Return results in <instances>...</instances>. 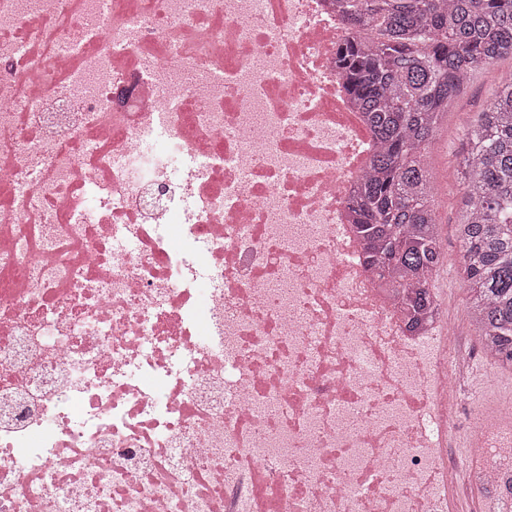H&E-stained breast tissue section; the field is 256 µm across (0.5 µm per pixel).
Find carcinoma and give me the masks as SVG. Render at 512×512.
I'll list each match as a JSON object with an SVG mask.
<instances>
[{"label":"carcinoma","instance_id":"cac0c4a2","mask_svg":"<svg viewBox=\"0 0 512 512\" xmlns=\"http://www.w3.org/2000/svg\"><path fill=\"white\" fill-rule=\"evenodd\" d=\"M353 28L339 62L377 143L349 196L366 265L411 328L434 311L445 254L427 154L478 70L512 57V0H336ZM459 262L481 343L512 369V82L463 131Z\"/></svg>","mask_w":512,"mask_h":512}]
</instances>
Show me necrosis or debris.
Wrapping results in <instances>:
<instances>
[{
    "mask_svg": "<svg viewBox=\"0 0 512 512\" xmlns=\"http://www.w3.org/2000/svg\"><path fill=\"white\" fill-rule=\"evenodd\" d=\"M334 0H0V512H497L512 399L347 198ZM459 433L477 461L452 483ZM462 387L464 390L485 388L494 401L509 399L512 397V370L497 367L476 356Z\"/></svg>",
    "mask_w": 512,
    "mask_h": 512,
    "instance_id": "4bbe7bcc",
    "label": "necrosis or debris"
}]
</instances>
